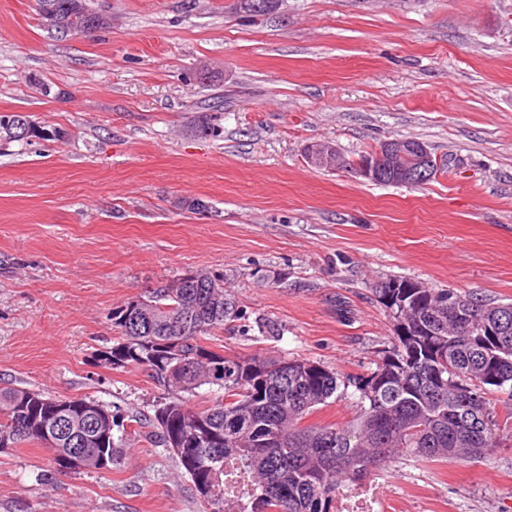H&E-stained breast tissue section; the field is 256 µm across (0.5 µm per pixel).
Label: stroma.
<instances>
[{"mask_svg": "<svg viewBox=\"0 0 512 512\" xmlns=\"http://www.w3.org/2000/svg\"><path fill=\"white\" fill-rule=\"evenodd\" d=\"M112 26L51 30L0 0V112L65 130L0 143V384L152 416L141 367L94 357L115 307L221 269L246 330L229 358L309 359L358 381L393 342L373 283L405 277L512 304V0H93ZM213 81L193 80L195 68ZM217 117L221 134L195 132ZM428 145L422 185L308 164L386 140ZM209 203L207 214L185 207ZM474 461L391 464L384 512H512V420ZM0 512H203L170 450L130 435L111 469L57 473L45 449L0 452Z\"/></svg>", "mask_w": 512, "mask_h": 512, "instance_id": "stroma-1", "label": "stroma"}]
</instances>
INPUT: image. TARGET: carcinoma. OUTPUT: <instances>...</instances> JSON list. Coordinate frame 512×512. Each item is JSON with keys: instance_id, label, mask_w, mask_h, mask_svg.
I'll list each match as a JSON object with an SVG mask.
<instances>
[{"instance_id": "obj_1", "label": "carcinoma", "mask_w": 512, "mask_h": 512, "mask_svg": "<svg viewBox=\"0 0 512 512\" xmlns=\"http://www.w3.org/2000/svg\"><path fill=\"white\" fill-rule=\"evenodd\" d=\"M50 24L66 32L71 14L85 12L97 27L109 26L89 0H37ZM224 271H188L144 298L179 312L187 324L134 321L121 307L112 311L120 340L95 354L123 369L144 367L163 397L154 411L150 442L172 448L180 472L193 483L205 512H334L336 490L386 471L393 460L424 462L481 458L494 446L496 421L487 391L512 401V304L496 305L474 294L417 288L394 342L363 383L359 411L344 425H305L303 420L347 394L336 372L307 359H233L209 348L203 337L245 317L237 297L208 288ZM470 315L459 322L456 306ZM218 396L201 400L202 388ZM62 397L25 387H0V441L38 444L54 456L61 474L87 473L71 465L62 437L49 445L39 424ZM112 414V431L88 440L85 455H122L132 420L92 398L72 400Z\"/></svg>"}]
</instances>
